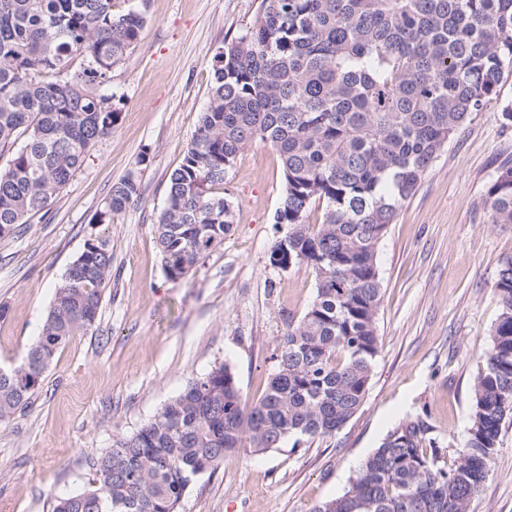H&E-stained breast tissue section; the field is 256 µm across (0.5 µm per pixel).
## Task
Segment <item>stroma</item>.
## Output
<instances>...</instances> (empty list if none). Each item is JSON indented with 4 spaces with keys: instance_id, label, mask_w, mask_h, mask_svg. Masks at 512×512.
I'll use <instances>...</instances> for the list:
<instances>
[{
    "instance_id": "1",
    "label": "stroma",
    "mask_w": 512,
    "mask_h": 512,
    "mask_svg": "<svg viewBox=\"0 0 512 512\" xmlns=\"http://www.w3.org/2000/svg\"><path fill=\"white\" fill-rule=\"evenodd\" d=\"M259 0H149L138 46L112 71L121 119L87 155L45 216L0 236V366L21 362L55 289L86 239L112 242V277L94 330L62 346L29 407L0 424V512H51L55 497L98 485L92 462L119 433L151 418L194 377L220 364L247 404L264 394L289 316L315 292L313 271L269 262L283 191L279 155L256 142L226 187L235 223L188 279L162 269L155 226L168 177L198 125L211 61L245 30ZM512 65L483 112L433 162L378 250L383 279L379 352L362 408L335 435L299 448L227 455L195 479L179 512H312L348 488L401 421L426 416L452 465L468 437L471 383L483 370L499 314L500 265L512 225L493 224L487 191L512 165ZM135 174L140 195L112 224L95 217L114 183ZM469 512H512V421Z\"/></svg>"
}]
</instances>
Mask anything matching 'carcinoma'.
I'll use <instances>...</instances> for the list:
<instances>
[{
    "mask_svg": "<svg viewBox=\"0 0 512 512\" xmlns=\"http://www.w3.org/2000/svg\"><path fill=\"white\" fill-rule=\"evenodd\" d=\"M146 21V7L116 13L113 0H0V235L47 214L112 133L121 112L100 87ZM511 63L512 0H260L250 26L212 58L209 101L169 176L156 245L168 279L193 274L234 223L230 171L266 142L284 180L274 215L284 231L269 261L310 267L315 297L288 321L253 407L228 365L212 368L113 437L93 462L100 487L56 498L52 512H178L192 481L225 455L295 448L343 427L363 405L379 351V245ZM139 194L134 175L122 178L97 223H112ZM487 208L491 223L512 224V166L489 187ZM111 274L109 236L88 238L22 362L0 367V423L27 407L59 348L95 327ZM495 291L500 313L458 463L441 464L433 427L416 415L313 512H469L512 415V258Z\"/></svg>",
    "mask_w": 512,
    "mask_h": 512,
    "instance_id": "1",
    "label": "carcinoma"
}]
</instances>
